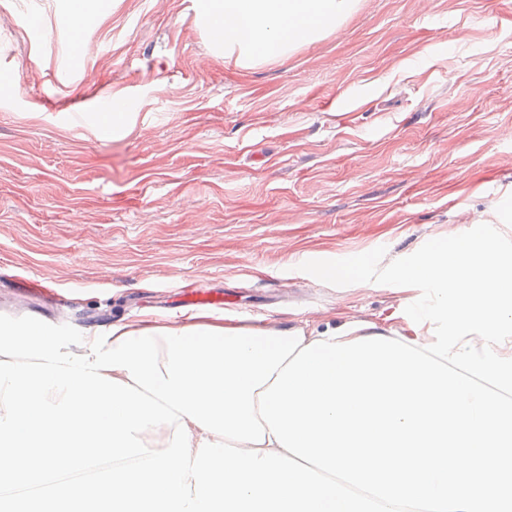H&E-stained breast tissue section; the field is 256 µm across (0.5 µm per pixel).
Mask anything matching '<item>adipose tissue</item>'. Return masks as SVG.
<instances>
[{"mask_svg": "<svg viewBox=\"0 0 512 512\" xmlns=\"http://www.w3.org/2000/svg\"><path fill=\"white\" fill-rule=\"evenodd\" d=\"M356 0H197L225 56L257 64L283 59L298 43L334 31ZM405 294L400 322L381 328L347 321L306 341L330 343L381 334L396 338L512 398V250L499 232L464 238L412 265L396 264Z\"/></svg>", "mask_w": 512, "mask_h": 512, "instance_id": "adipose-tissue-1", "label": "adipose tissue"}]
</instances>
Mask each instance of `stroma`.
<instances>
[{
	"label": "stroma",
	"instance_id": "stroma-1",
	"mask_svg": "<svg viewBox=\"0 0 512 512\" xmlns=\"http://www.w3.org/2000/svg\"><path fill=\"white\" fill-rule=\"evenodd\" d=\"M68 20L0 0V314L173 324L190 284L228 324L378 323L402 299L388 268L482 241L491 204L512 220V0H358L257 65L195 0H92L82 67ZM116 94L124 133L75 118Z\"/></svg>",
	"mask_w": 512,
	"mask_h": 512
}]
</instances>
